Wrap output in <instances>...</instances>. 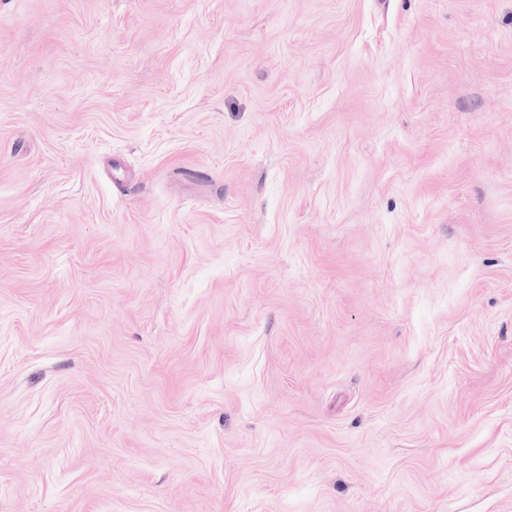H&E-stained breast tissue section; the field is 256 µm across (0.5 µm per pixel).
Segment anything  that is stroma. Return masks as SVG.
Returning a JSON list of instances; mask_svg holds the SVG:
<instances>
[{
    "mask_svg": "<svg viewBox=\"0 0 512 512\" xmlns=\"http://www.w3.org/2000/svg\"><path fill=\"white\" fill-rule=\"evenodd\" d=\"M0 512H512V0H0Z\"/></svg>",
    "mask_w": 512,
    "mask_h": 512,
    "instance_id": "obj_1",
    "label": "stroma"
}]
</instances>
